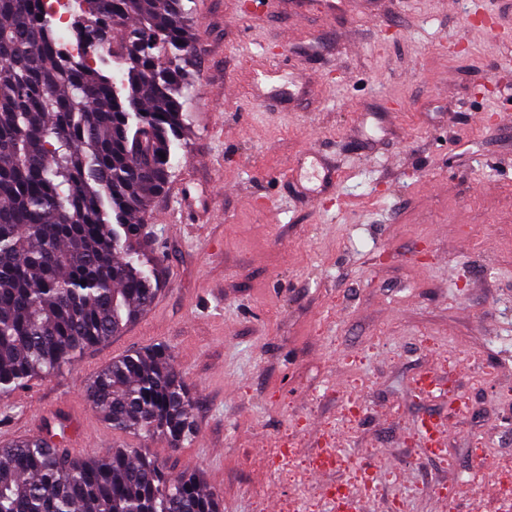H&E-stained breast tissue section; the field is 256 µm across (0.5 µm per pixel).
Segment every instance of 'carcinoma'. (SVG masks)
<instances>
[{
    "label": "carcinoma",
    "mask_w": 512,
    "mask_h": 512,
    "mask_svg": "<svg viewBox=\"0 0 512 512\" xmlns=\"http://www.w3.org/2000/svg\"><path fill=\"white\" fill-rule=\"evenodd\" d=\"M65 39L44 0H0V400L55 376L153 302L136 252L184 131L194 49L184 0H80ZM115 78L96 60L110 53ZM86 397L112 430L191 443L190 393L163 344L112 359ZM55 419L0 447V512H221L200 476L122 445L64 448Z\"/></svg>",
    "instance_id": "carcinoma-1"
}]
</instances>
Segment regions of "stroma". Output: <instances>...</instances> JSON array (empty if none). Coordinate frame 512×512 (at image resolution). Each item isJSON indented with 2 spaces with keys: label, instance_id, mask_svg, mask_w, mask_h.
Listing matches in <instances>:
<instances>
[{
  "label": "stroma",
  "instance_id": "35a3bbf8",
  "mask_svg": "<svg viewBox=\"0 0 512 512\" xmlns=\"http://www.w3.org/2000/svg\"><path fill=\"white\" fill-rule=\"evenodd\" d=\"M185 7L186 129L141 240L159 291L0 400V437L79 423L72 454L202 472L224 512H336L339 484L368 512H512V0ZM272 57L282 77L255 85ZM311 154L335 177L308 199ZM154 343L193 396L178 449L113 432L85 395Z\"/></svg>",
  "mask_w": 512,
  "mask_h": 512
}]
</instances>
